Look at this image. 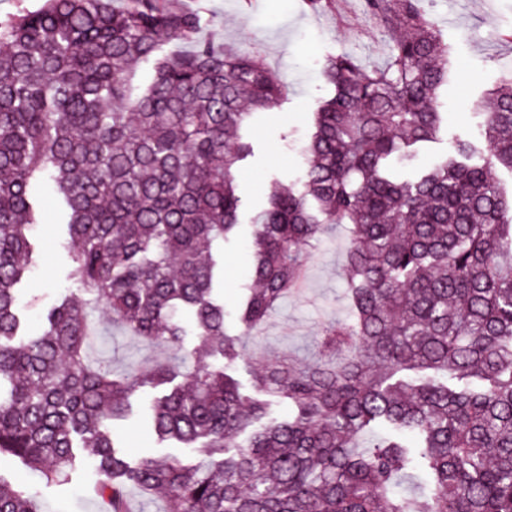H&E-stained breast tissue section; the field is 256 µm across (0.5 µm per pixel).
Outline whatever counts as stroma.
Instances as JSON below:
<instances>
[{"instance_id":"obj_1","label":"stroma","mask_w":512,"mask_h":512,"mask_svg":"<svg viewBox=\"0 0 512 512\" xmlns=\"http://www.w3.org/2000/svg\"><path fill=\"white\" fill-rule=\"evenodd\" d=\"M177 6L198 10L204 20L201 35L249 52H259L272 74L289 86L281 107L256 115L254 151L240 166L237 184L244 210L262 205L277 183L298 181L304 168L300 146L310 133L309 113L325 96L319 62L330 53L349 50L383 62L386 46L374 22L366 17L359 0H344L347 16L338 23L335 10L309 12L304 0H176ZM432 14L450 59L456 80L444 97L446 121L437 141L412 161L398 166L396 174L413 179L419 170L447 154L460 141L483 145L482 102L501 76L512 71V0H434ZM42 253L21 288L22 298L38 297L32 323L41 311L62 296L77 293L69 276L68 237L59 224H41L35 231ZM347 229L337 225L304 256V284L288 297L253 332L244 359L233 375L251 387L259 364L293 355L303 362L320 360L317 335L331 321L347 318V279L344 272ZM252 263L250 235L241 231L224 245V287L219 295L234 309L246 293ZM94 353L124 372L167 353L145 344L120 329L98 337ZM155 392L145 389L134 403V421L117 423L115 432L129 459L167 455L190 462L189 453L175 444H157L146 420ZM62 482H46L20 462L0 458V477L35 492L42 512H101L93 493L97 474L85 457H77Z\"/></svg>"}]
</instances>
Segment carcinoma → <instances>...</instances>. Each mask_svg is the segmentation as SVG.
Segmentation results:
<instances>
[{
	"instance_id": "obj_1",
	"label": "carcinoma",
	"mask_w": 512,
	"mask_h": 512,
	"mask_svg": "<svg viewBox=\"0 0 512 512\" xmlns=\"http://www.w3.org/2000/svg\"><path fill=\"white\" fill-rule=\"evenodd\" d=\"M423 3L362 0L386 33L384 64L324 59L302 179L248 217L236 335L213 297L216 252L241 224L244 129L285 83L258 55L201 37L200 13L169 0H44L0 22V456L55 482L83 448L111 512H128L131 488L164 491V512H512V195L496 179L512 173V74L485 101L481 161L459 142L416 180H393L394 163L439 137L453 79ZM44 182L84 297L58 300L30 336L35 304L18 293ZM336 224L349 226L351 318L322 328L325 360L284 358L244 393L228 373L242 338ZM101 308L172 357L121 374L91 360ZM178 376L151 429L195 463L129 462L113 423ZM273 398L294 413L270 416ZM0 512L39 508L0 477Z\"/></svg>"
}]
</instances>
